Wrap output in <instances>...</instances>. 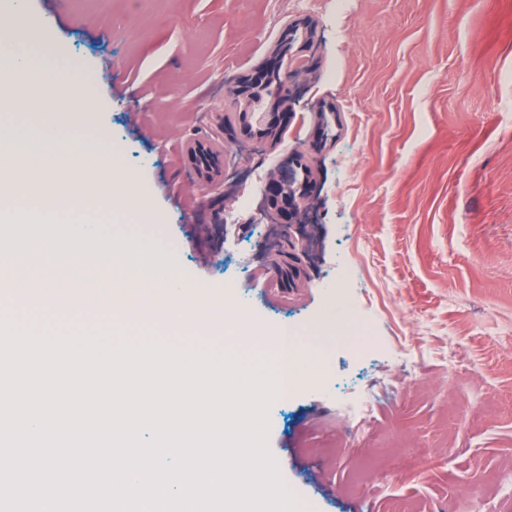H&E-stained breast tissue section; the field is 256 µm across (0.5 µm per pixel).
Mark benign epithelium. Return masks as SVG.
Segmentation results:
<instances>
[{"instance_id":"benign-epithelium-1","label":"benign epithelium","mask_w":512,"mask_h":512,"mask_svg":"<svg viewBox=\"0 0 512 512\" xmlns=\"http://www.w3.org/2000/svg\"><path fill=\"white\" fill-rule=\"evenodd\" d=\"M304 36V44L313 42L315 25L312 21L303 24L291 22L284 29L285 36L292 38L297 34ZM273 73L280 77L274 94L281 107L279 117L268 122V126L256 138L262 143L263 138L274 135V128L279 118H288L294 106L305 95L306 81L311 74V64L307 59H286L274 49L270 56L254 66L246 77H235L225 81L224 114L219 118V125L224 131L239 130L244 136L252 135V118L254 116L249 85L262 80L266 74ZM187 160L197 175L195 185L200 191H215L223 185L225 167L214 171H202L199 163L205 158L222 159L226 151L215 139H195L185 145ZM318 174L301 152L293 153L284 166L270 173L264 189L260 214L269 220H277L272 226L275 244L265 248V255L271 261L275 276H281L282 269L290 266L301 272L290 287L295 292L310 283L306 268L310 263L309 239L304 233L303 225L314 223L311 202L317 194Z\"/></svg>"}]
</instances>
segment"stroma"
<instances>
[{
	"label": "stroma",
	"mask_w": 512,
	"mask_h": 512,
	"mask_svg": "<svg viewBox=\"0 0 512 512\" xmlns=\"http://www.w3.org/2000/svg\"><path fill=\"white\" fill-rule=\"evenodd\" d=\"M95 111L62 127L104 138L157 220L102 227L156 241L179 282L247 323L288 326L318 377L269 407L267 444L297 512H512V0H24ZM316 25V66L277 140L253 152L208 119L225 77L262 62L286 23ZM332 102L337 117L312 110ZM218 137L239 170L192 191L184 140ZM319 152H312L316 140ZM312 152L311 282L279 287L257 222L271 170ZM0 267L36 283L76 273L67 225L22 231ZM359 280L340 282L346 264ZM460 367L449 372L448 356ZM372 400L373 437L346 417Z\"/></svg>",
	"instance_id": "stroma-1"
}]
</instances>
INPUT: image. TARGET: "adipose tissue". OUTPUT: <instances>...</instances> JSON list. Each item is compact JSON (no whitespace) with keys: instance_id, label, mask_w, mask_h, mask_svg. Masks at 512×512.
Segmentation results:
<instances>
[{"instance_id":"1","label":"adipose tissue","mask_w":512,"mask_h":512,"mask_svg":"<svg viewBox=\"0 0 512 512\" xmlns=\"http://www.w3.org/2000/svg\"><path fill=\"white\" fill-rule=\"evenodd\" d=\"M28 23L21 12L0 13V110L52 114L63 124L73 113L91 111L89 91L81 81L61 80L49 67L17 51Z\"/></svg>"}]
</instances>
